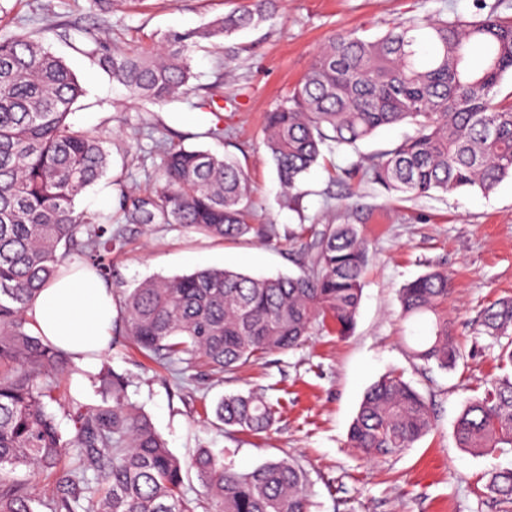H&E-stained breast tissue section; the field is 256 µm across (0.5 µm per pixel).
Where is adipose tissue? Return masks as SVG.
<instances>
[{
    "mask_svg": "<svg viewBox=\"0 0 512 512\" xmlns=\"http://www.w3.org/2000/svg\"><path fill=\"white\" fill-rule=\"evenodd\" d=\"M27 315L38 335L71 353L79 367L90 371L95 354L110 342L118 310L107 284L78 269L40 291Z\"/></svg>",
    "mask_w": 512,
    "mask_h": 512,
    "instance_id": "ef3b65f1",
    "label": "adipose tissue"
}]
</instances>
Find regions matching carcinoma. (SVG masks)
Returning a JSON list of instances; mask_svg holds the SVG:
<instances>
[{
	"label": "carcinoma",
	"mask_w": 512,
	"mask_h": 512,
	"mask_svg": "<svg viewBox=\"0 0 512 512\" xmlns=\"http://www.w3.org/2000/svg\"><path fill=\"white\" fill-rule=\"evenodd\" d=\"M274 0H247L188 31H170L147 47L108 50L93 31L79 29L99 66L122 85L128 102L160 103L186 93L193 48L273 20ZM512 74V19L492 11L473 20L440 17L401 21L368 39L332 36L287 101L266 113L264 144L284 189L283 203L323 148L344 150L379 129L406 124L394 148L344 170L407 196L487 193L512 178V97L496 100ZM83 87L42 38L16 32L0 38V512H310L306 470L290 458L237 471L207 448L184 463L150 417L127 395L125 376L102 364L91 382L102 394L90 405L57 401L59 377L79 369L70 356L28 328V307L67 260L113 282L112 253L125 244L124 224H180L215 238L278 235L273 224L249 223L248 175L229 157L157 140V183L130 191L117 177L114 212L76 209L86 189L111 168L107 137L67 121ZM301 273L254 277L202 268L156 277L118 296L125 336L144 356L170 365L203 363L236 370L289 350L315 328L340 336L354 327L368 252L353 224H326L300 244ZM451 279L433 270L400 289L407 317L432 314L433 334L414 356L441 370L463 354L445 313ZM483 332L512 368V298L485 307ZM70 424L60 430L57 414ZM226 427L271 430L276 410L263 393L227 394L213 411ZM432 427L429 403L398 375L364 394L348 434L369 457L397 454ZM460 447L474 452L512 448V378L471 398L454 426ZM45 473L55 491L42 496L15 476ZM194 470L207 500L187 497ZM495 494L512 500V470L495 472Z\"/></svg>",
	"instance_id": "carcinoma-1"
}]
</instances>
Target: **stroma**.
<instances>
[{"mask_svg":"<svg viewBox=\"0 0 512 512\" xmlns=\"http://www.w3.org/2000/svg\"><path fill=\"white\" fill-rule=\"evenodd\" d=\"M242 0H124L112 13L109 47L147 45L156 36L186 31L223 16ZM496 11L512 18V0H280L277 17L259 28L204 42L193 53L190 91L158 104H128L124 91L67 39L93 28L90 0H0V36L20 29L56 27L47 46L75 72L84 93L68 117L77 127L107 133L111 175L130 187L152 185L161 166L155 140L235 157L247 171L254 224H273L279 235L220 240L178 224H128L112 267L132 289L153 277L199 268H229L251 275L295 274L299 226L353 224L368 249L362 299L349 335L313 329L296 348L274 352L221 376L207 367L175 372L113 336L103 358L129 380L132 402L148 413L169 450L189 460L208 448L238 470L290 457L308 472L311 512H512L488 490L493 472L512 468V450L474 453L459 447L454 423L465 403L505 374L495 341L479 334L480 312L512 298V179L492 192L466 189L407 198L366 177H344L355 162L398 144L411 128H385L357 150L326 155L305 175L298 206L281 201L273 162L264 145L263 115L278 106L308 71L318 49L336 32L374 37L409 17L469 18ZM223 96L225 110L208 104ZM211 128L225 129L220 138ZM447 271V303L463 357L455 369L424 367L412 348L432 333L428 315L403 317L399 291L432 270ZM402 375L430 404L431 430L411 448L377 459L348 443L365 391L382 376ZM249 389L277 409L265 433L229 432L209 415L218 398Z\"/></svg>","mask_w":512,"mask_h":512,"instance_id":"obj_1","label":"stroma"}]
</instances>
